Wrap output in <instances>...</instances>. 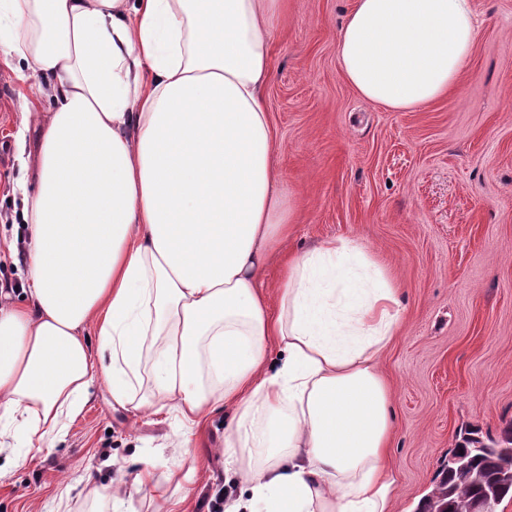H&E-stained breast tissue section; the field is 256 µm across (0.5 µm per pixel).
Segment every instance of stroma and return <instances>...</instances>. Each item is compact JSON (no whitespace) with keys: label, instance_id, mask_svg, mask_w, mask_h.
Returning <instances> with one entry per match:
<instances>
[{"label":"stroma","instance_id":"35a3bbf8","mask_svg":"<svg viewBox=\"0 0 512 512\" xmlns=\"http://www.w3.org/2000/svg\"><path fill=\"white\" fill-rule=\"evenodd\" d=\"M481 26L467 73L447 97L393 111L343 79L339 30L352 0H288L273 35L266 88L277 165L299 217L300 251L329 238L357 241L399 290V328L380 355L392 391L391 512H414L461 428L500 439L512 428V0H472ZM34 95L0 51V286L24 279L10 248L27 239L24 197L39 138L26 123ZM225 407L182 447L178 413L132 416L94 383L51 453L29 452L0 474V512H93V493L131 487L150 462V491L127 512H209L242 482L224 469ZM195 465L192 484L173 472Z\"/></svg>","mask_w":512,"mask_h":512}]
</instances>
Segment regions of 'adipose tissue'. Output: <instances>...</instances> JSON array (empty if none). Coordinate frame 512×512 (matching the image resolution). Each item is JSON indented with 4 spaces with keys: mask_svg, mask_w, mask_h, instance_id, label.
<instances>
[{
    "mask_svg": "<svg viewBox=\"0 0 512 512\" xmlns=\"http://www.w3.org/2000/svg\"><path fill=\"white\" fill-rule=\"evenodd\" d=\"M286 8L0 0V44L48 103L31 114L27 300L0 303V438L46 451L100 377L113 407L167 401L189 430L233 407L224 461L250 496L229 512H389L379 355L400 301L353 240L287 248L296 206L263 94ZM479 35L471 0H355L339 66L363 98L413 110L458 86ZM279 251L274 304L260 276Z\"/></svg>",
    "mask_w": 512,
    "mask_h": 512,
    "instance_id": "ef3b65f1",
    "label": "adipose tissue"
}]
</instances>
